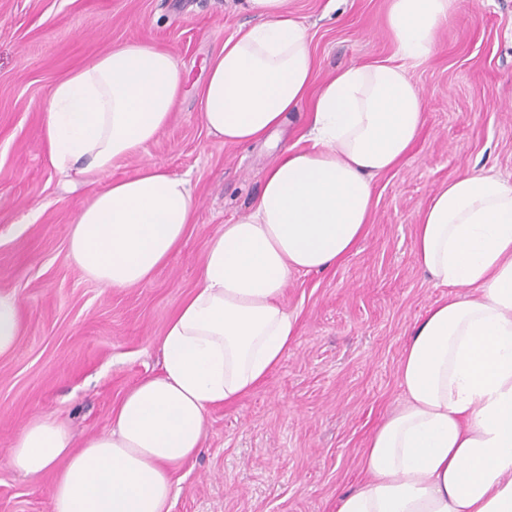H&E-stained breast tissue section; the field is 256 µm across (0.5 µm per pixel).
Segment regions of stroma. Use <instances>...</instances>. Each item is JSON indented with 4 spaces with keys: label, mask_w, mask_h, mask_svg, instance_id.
<instances>
[{
    "label": "stroma",
    "mask_w": 512,
    "mask_h": 512,
    "mask_svg": "<svg viewBox=\"0 0 512 512\" xmlns=\"http://www.w3.org/2000/svg\"><path fill=\"white\" fill-rule=\"evenodd\" d=\"M389 2L288 0L309 30L316 81L395 56ZM251 22L241 0H0V293L17 297L26 323L0 357V512H51L55 470L30 477L5 462L17 431L52 416L78 442L106 432L125 394L160 373L161 338L197 286L209 239L260 191L273 147L217 142L194 94L205 60ZM144 38L173 53L187 93L155 141L111 176L156 163L187 177L198 204L152 278L109 288L70 254L72 220L93 188L49 166L44 104L72 70ZM409 75L425 122L405 160L375 179L365 238L338 266L291 278L283 303L298 332L288 355L209 411L200 453L173 473L172 512H336L361 477L368 438L403 398L410 329L446 294L412 254L423 208L458 175L512 177V0H452L436 53ZM32 208L38 221L22 224Z\"/></svg>",
    "instance_id": "obj_1"
}]
</instances>
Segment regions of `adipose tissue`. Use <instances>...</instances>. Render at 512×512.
<instances>
[{"label": "adipose tissue", "instance_id": "1", "mask_svg": "<svg viewBox=\"0 0 512 512\" xmlns=\"http://www.w3.org/2000/svg\"><path fill=\"white\" fill-rule=\"evenodd\" d=\"M286 4L244 0L255 23L209 58L198 107L210 135L242 145L271 139L310 104L311 147L280 149L255 202L211 238L199 284L161 338V373L126 394L107 432L78 445L52 418L18 430L10 467L36 475L63 465L52 512H171L173 472L200 452L209 410L248 393L290 350L297 317L281 303L290 278L330 269L358 246L373 177L420 134L423 98L408 67L432 56L452 0H391L396 61L355 63L320 85L307 31ZM183 93L173 54L141 41L72 71L45 102L48 163L94 187L69 250L104 286L150 279L192 220L189 179L155 164L109 177L156 139ZM413 256L454 294L413 326L403 400L371 434L363 478L336 512H512V183L484 172L449 180L421 214ZM24 328L18 299L0 293V357Z\"/></svg>", "mask_w": 512, "mask_h": 512}]
</instances>
